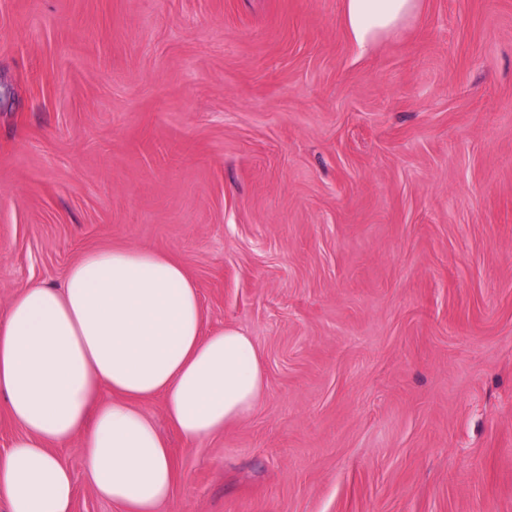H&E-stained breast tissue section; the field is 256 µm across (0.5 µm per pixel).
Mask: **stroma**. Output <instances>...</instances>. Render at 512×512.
<instances>
[{"mask_svg":"<svg viewBox=\"0 0 512 512\" xmlns=\"http://www.w3.org/2000/svg\"><path fill=\"white\" fill-rule=\"evenodd\" d=\"M0 0V311L92 249L182 262L256 410L160 512H512V0ZM72 512H115L84 480ZM423 0H344V25L359 54L404 30Z\"/></svg>","mask_w":512,"mask_h":512,"instance_id":"35a3bbf8","label":"stroma"}]
</instances>
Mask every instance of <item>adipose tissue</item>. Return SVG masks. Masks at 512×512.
<instances>
[{"mask_svg": "<svg viewBox=\"0 0 512 512\" xmlns=\"http://www.w3.org/2000/svg\"><path fill=\"white\" fill-rule=\"evenodd\" d=\"M421 7L344 0V25L364 54ZM264 388L249 336L205 331L181 262L147 247L87 251L62 287L28 283L0 315V406L21 431L0 453V503L72 512L74 475L51 448L76 438L95 494L119 512H156L176 470L145 402L162 399L170 425L194 444L248 416Z\"/></svg>", "mask_w": 512, "mask_h": 512, "instance_id": "obj_1", "label": "adipose tissue"}]
</instances>
